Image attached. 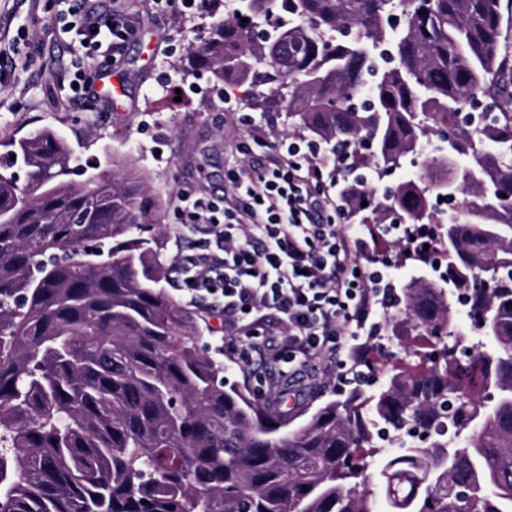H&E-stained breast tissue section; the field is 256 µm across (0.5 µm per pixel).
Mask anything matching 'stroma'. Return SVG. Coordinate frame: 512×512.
<instances>
[{
	"label": "stroma",
	"instance_id": "obj_1",
	"mask_svg": "<svg viewBox=\"0 0 512 512\" xmlns=\"http://www.w3.org/2000/svg\"><path fill=\"white\" fill-rule=\"evenodd\" d=\"M97 5L104 12L120 10L135 36L109 63V82L101 86L93 111L65 104L53 72L68 65L69 55L56 46L50 56H42L41 43L49 31L37 23L14 86L0 89V144L42 128L57 132L82 161L72 174L77 183L86 179L89 163L107 170L116 161L131 166L146 182L153 252L170 268L176 256L172 231L182 221L179 195L223 194L224 175L234 163L230 144L255 125L268 138L288 136V124L284 112H253L239 98L224 97L207 76L183 79L188 47L206 36L212 16L159 12L150 0H98ZM166 290L194 319L197 348L224 364L225 381L247 384L251 393L262 394L263 404L277 410L270 395L277 375L270 371L244 379L223 333L221 312L189 303L175 284ZM344 378L340 369L328 378L316 371L296 383L299 396L288 413L289 430L335 399Z\"/></svg>",
	"mask_w": 512,
	"mask_h": 512
}]
</instances>
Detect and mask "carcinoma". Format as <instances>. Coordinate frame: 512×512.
Here are the masks:
<instances>
[{
  "label": "carcinoma",
  "mask_w": 512,
  "mask_h": 512,
  "mask_svg": "<svg viewBox=\"0 0 512 512\" xmlns=\"http://www.w3.org/2000/svg\"><path fill=\"white\" fill-rule=\"evenodd\" d=\"M500 0H238L193 44L198 71L293 131L382 176L423 173L384 205L346 184L362 224L461 219L446 282L466 289L493 348L458 355L449 290L422 278L390 316L406 359L384 387L320 408L294 432L188 339L189 313L158 287L144 178L114 166L76 184L49 130L0 158V512H512V68ZM507 105L475 133L459 114ZM29 181L19 187L17 163ZM367 205H362V202ZM357 365L373 374L383 350ZM389 436L392 449L382 446Z\"/></svg>",
  "instance_id": "obj_1"
}]
</instances>
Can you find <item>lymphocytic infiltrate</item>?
<instances>
[{
  "label": "lymphocytic infiltrate",
  "mask_w": 512,
  "mask_h": 512,
  "mask_svg": "<svg viewBox=\"0 0 512 512\" xmlns=\"http://www.w3.org/2000/svg\"><path fill=\"white\" fill-rule=\"evenodd\" d=\"M52 7L51 34L72 59L57 73L67 98L97 96L107 75L98 62L119 55L134 32L94 0H13L16 31L0 32V86L14 77L19 44L45 7ZM261 163L234 170L223 195L183 194V224L173 232L186 247L175 271L184 288L224 308V324L246 340L238 361L255 354L286 364L289 376L341 362L352 327H364L394 275L348 228L346 209L324 191L320 150L306 140H263ZM277 314L283 334L259 329L258 313Z\"/></svg>",
  "instance_id": "f902f5d3"
}]
</instances>
